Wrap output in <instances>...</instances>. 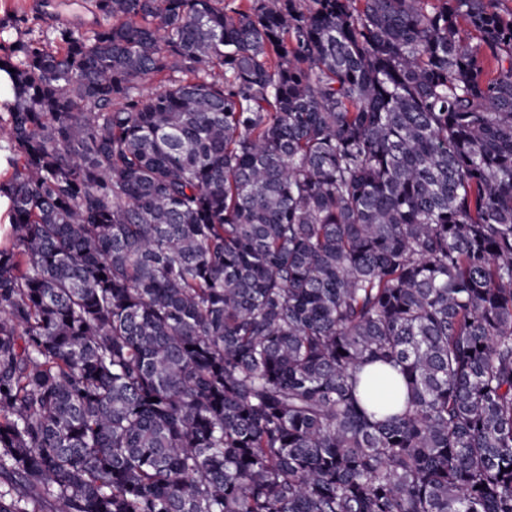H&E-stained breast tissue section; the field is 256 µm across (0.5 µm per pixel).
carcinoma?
I'll return each mask as SVG.
<instances>
[{
    "mask_svg": "<svg viewBox=\"0 0 512 512\" xmlns=\"http://www.w3.org/2000/svg\"><path fill=\"white\" fill-rule=\"evenodd\" d=\"M493 2L93 0L18 43L0 512H512Z\"/></svg>",
    "mask_w": 512,
    "mask_h": 512,
    "instance_id": "cac0c4a2",
    "label": "carcinoma"
}]
</instances>
